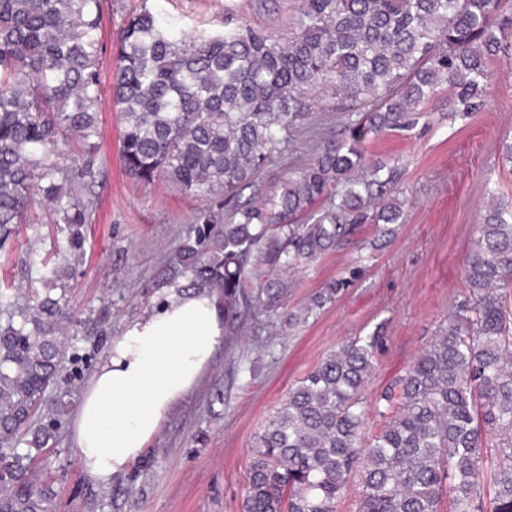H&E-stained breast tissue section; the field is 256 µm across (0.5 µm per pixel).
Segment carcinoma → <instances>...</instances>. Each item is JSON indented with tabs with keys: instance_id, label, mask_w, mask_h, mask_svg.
I'll return each mask as SVG.
<instances>
[{
	"instance_id": "cac0c4a2",
	"label": "carcinoma",
	"mask_w": 512,
	"mask_h": 512,
	"mask_svg": "<svg viewBox=\"0 0 512 512\" xmlns=\"http://www.w3.org/2000/svg\"><path fill=\"white\" fill-rule=\"evenodd\" d=\"M101 21V0H0V248L39 223L44 203L64 259L40 261L23 294L0 288V512L53 510V483L36 466L58 420H31L60 373L71 262L91 223ZM116 39L109 88L126 174L215 200L194 213L160 283L214 291L233 336L263 313L292 326L334 302L335 281L288 310L290 278L350 225L393 234L399 171L370 162L362 143L415 124L443 84L449 112L487 108L490 65L512 53V0H300L285 43L250 26L191 41L144 7L124 15ZM330 90L351 101L340 136L263 182ZM475 233L466 291L379 396L382 429L365 438L361 398L382 337L360 336L291 389L255 437L243 512H337L355 472L357 512H439L445 496L451 512H485L487 497L493 512H512V211L490 198ZM110 318L104 305L77 324L103 337Z\"/></svg>"
}]
</instances>
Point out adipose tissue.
<instances>
[{
  "mask_svg": "<svg viewBox=\"0 0 512 512\" xmlns=\"http://www.w3.org/2000/svg\"><path fill=\"white\" fill-rule=\"evenodd\" d=\"M224 334L216 297L173 293L127 322L84 389L72 421L77 460L105 483L139 460L174 406L209 369Z\"/></svg>",
  "mask_w": 512,
  "mask_h": 512,
  "instance_id": "1",
  "label": "adipose tissue"
}]
</instances>
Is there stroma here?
<instances>
[{
    "mask_svg": "<svg viewBox=\"0 0 512 512\" xmlns=\"http://www.w3.org/2000/svg\"><path fill=\"white\" fill-rule=\"evenodd\" d=\"M101 69L110 72L122 17L140 5L206 39L226 25L260 27L279 40L295 30L299 0H102ZM490 106L468 117L448 114V92L429 101L414 128L368 137L369 158L397 165L394 192L405 223L391 237L376 225H355L336 251L295 275L289 299L297 308L326 283L344 280L332 304L306 322L284 325L279 317L245 326L218 346L199 384L177 403L142 458L109 483L90 479L73 449L71 423L84 387L108 350L96 337L68 326L63 370L39 410L62 408L55 441L43 455V471L55 480V512H242L254 436L280 407L290 388L331 350L356 336L383 342L362 391L367 434L383 421L379 395L402 376L447 320L465 290L463 269L480 209L488 196L512 206V162L501 148L512 130V58L491 64ZM102 136L92 177L94 208L82 260L70 281V307L84 320L102 303L112 304V336L164 299L153 280L185 236L195 201L163 183L135 184L120 161L121 124L110 102L100 106ZM344 114L335 99L318 103L297 127L281 157L264 174L275 181L304 164L323 136L339 130ZM57 227L38 224L0 250V285L27 283L30 253L52 249Z\"/></svg>",
    "mask_w": 512,
    "mask_h": 512,
    "instance_id": "35a3bbf8",
    "label": "stroma"
}]
</instances>
